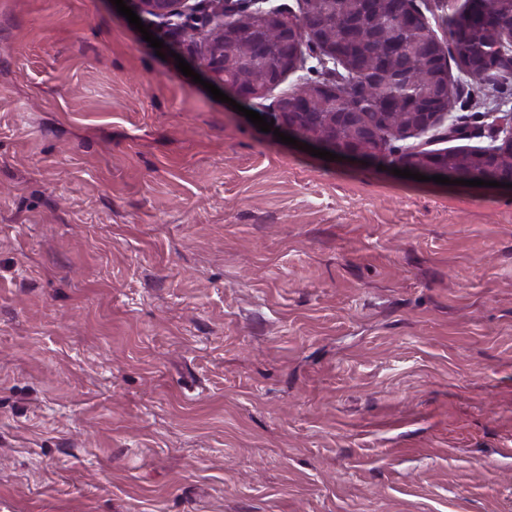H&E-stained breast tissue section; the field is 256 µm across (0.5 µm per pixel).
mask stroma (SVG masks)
<instances>
[{"label":"stroma","mask_w":512,"mask_h":512,"mask_svg":"<svg viewBox=\"0 0 512 512\" xmlns=\"http://www.w3.org/2000/svg\"><path fill=\"white\" fill-rule=\"evenodd\" d=\"M112 0H0V512H512V192L326 161ZM453 75L489 143L496 91Z\"/></svg>","instance_id":"35a3bbf8"}]
</instances>
